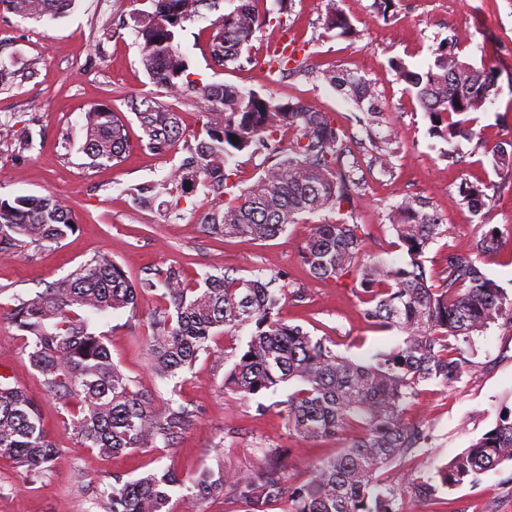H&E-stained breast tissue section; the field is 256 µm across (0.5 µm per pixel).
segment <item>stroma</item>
Instances as JSON below:
<instances>
[{
  "instance_id": "1",
  "label": "stroma",
  "mask_w": 512,
  "mask_h": 512,
  "mask_svg": "<svg viewBox=\"0 0 512 512\" xmlns=\"http://www.w3.org/2000/svg\"><path fill=\"white\" fill-rule=\"evenodd\" d=\"M318 3L295 0L291 13L265 25L252 41L253 64L227 69L212 64L209 41L218 11L230 10L232 4L222 0L219 10L201 8L198 17L186 22L180 38L193 80L269 89L283 100H304L329 113L345 130L351 158L365 180L355 211L365 231L363 252L387 263L403 259L385 218L402 196L427 197L448 226L447 237L426 252V268L438 280L447 250L466 251L475 234L459 192L461 183L494 184L493 203L483 220L505 232L506 239L485 270L512 295V172L494 171L475 144L465 140L460 143L467 154L462 166L449 165L439 151L429 149V121L389 66L398 58L410 67H425L434 42L456 36L462 58L491 66L496 75L494 100L478 115L480 141H512V0H395L386 17L374 13L373 0H342L359 32L354 41L325 31ZM148 8L147 0H76L66 15L45 22L24 20L0 8V61L16 72L10 85L0 87V120L29 128L35 138L34 149L22 154L0 141V197L50 193L78 219L76 233L60 244L31 246L21 254L0 252V374L36 400L44 428L59 447L49 474L36 481L11 459L0 458V512H100V491L144 471L170 470L186 478L221 462L247 472L262 465L265 448L288 449L283 472L290 483L299 484L308 479L316 459L335 455L354 436L349 430L313 443L289 436L282 403L293 385H282L265 398L262 412L255 401L225 389L224 377L247 340L243 332L215 335L210 352L200 354L177 383L155 376L145 350L133 342L148 334L150 317L161 305L159 297L145 295L136 312L92 313L88 319L107 335L114 364L141 392L156 398L177 393L192 412L193 423L170 448H142L112 459L84 448L73 434L64 400L43 386L24 352V338L5 314L13 294L43 290L98 252H109L133 281L172 265L191 281L223 273L283 275L304 285L306 295L299 304L283 298L282 318L311 336L329 338L336 352L359 363L371 362L402 340L398 331L382 330L365 319L352 288L316 281L306 273L300 249L317 217L289 225L270 241L224 239L208 235L200 222L212 204L205 189H197L177 216L133 201L129 187L162 179L184 154L180 144L164 155L141 147L134 108L142 98L153 97L178 113L186 131L201 124L192 101L156 87L139 63L138 40L123 20ZM285 35L302 48L307 70L275 79L265 61ZM333 69L357 72L374 86L399 138L392 176L382 175L375 164V147L352 119L354 105L322 79L323 71ZM98 104L112 105L127 123L130 148L113 166H90L81 151L84 114ZM477 347L476 373L445 387L423 386L406 418L422 425L429 442L391 462L382 474L386 482L401 484L429 473L492 428L501 408L512 409V329L491 327ZM405 512H512V462L435 500L406 499Z\"/></svg>"
}]
</instances>
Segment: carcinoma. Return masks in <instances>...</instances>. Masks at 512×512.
Returning a JSON list of instances; mask_svg holds the SVG:
<instances>
[{
    "label": "carcinoma",
    "mask_w": 512,
    "mask_h": 512,
    "mask_svg": "<svg viewBox=\"0 0 512 512\" xmlns=\"http://www.w3.org/2000/svg\"><path fill=\"white\" fill-rule=\"evenodd\" d=\"M151 10L133 17L140 64L153 83L182 93L197 104L205 122L188 134L177 114L150 98L135 115L142 129L141 146L155 153L179 141L186 155L161 180L129 189L143 207L159 205L179 214L181 204L198 186L213 197L202 219L205 232L253 240L276 238L306 215L331 214L301 248V262L318 281L347 280L357 290L364 317L379 327L395 329L402 344L375 355L369 364L336 353L326 340L313 338L299 325L279 316L285 287L276 278L250 279L208 275L194 283L170 266L156 269L133 283L107 252L80 264L52 286L31 294H14L7 319L26 339L30 364L43 385L60 393L71 412L74 436L85 448L112 458L140 448H169L190 426L191 412L175 396L157 400L132 387L112 362L105 337L93 331L83 312L134 310L143 294L160 293L165 305L151 316L146 336L151 366L163 380L192 367L215 330L224 334L250 330L249 340L226 374V386L243 398L274 393L285 383L298 389L288 395V434L306 441L336 437L349 428L356 438L336 455L313 465L308 480L286 485L275 464L240 473L224 464L205 467L191 479L196 499L232 488L246 512H267L271 502L287 501V512H405L406 496L431 499L453 490L497 465L512 461V410L498 414L495 426L461 454L434 471L408 480V489L384 483L383 469L395 459L426 447L429 437L417 423L405 420L420 386H448L476 370L475 337L492 325L512 328V298L489 278L484 264L497 254L503 232L483 229L469 253L448 249L442 284L429 283L425 253L448 236V225L422 196L405 195L389 208L387 219L404 253L391 265L362 256V225L356 223L354 200L364 183L355 165L345 161L344 133L326 112L303 101H284L273 92H245L233 84H196L190 61L178 40L184 22L201 7L216 10L220 0H149ZM72 0H0V7L22 19L41 21L65 13ZM324 29L342 38L359 34L338 0L320 5ZM269 17L260 16L252 0H235L233 9L215 21L209 49L222 67L241 65L244 50ZM273 52L268 69L281 75L303 71V61ZM398 79L414 94L430 121L429 134L447 143L477 136L474 114L495 95L490 67L463 60L448 38L431 48L426 67L413 70L403 61L390 62ZM325 81L358 113L355 123L369 137L385 123L375 92L363 76L328 72ZM297 131L288 148H276L277 133ZM82 152L90 165L120 163L129 143L126 124L107 105L91 107L84 116ZM0 136L17 152L34 148L32 133L0 122ZM238 138L233 143L232 138ZM394 127H387L385 149L375 157L382 175L391 174ZM263 156L257 178L238 187L233 159L241 154ZM494 169L512 170V143L484 150ZM488 186L465 184L463 201L477 217L490 204ZM77 230L71 212L52 195L0 199V250L22 252L28 246L59 244ZM58 453L48 438L34 399L23 389L0 381V457L12 460L33 479L50 471ZM181 485L169 472L150 471L120 487L100 492V512H172L171 489Z\"/></svg>",
    "instance_id": "1"
}]
</instances>
